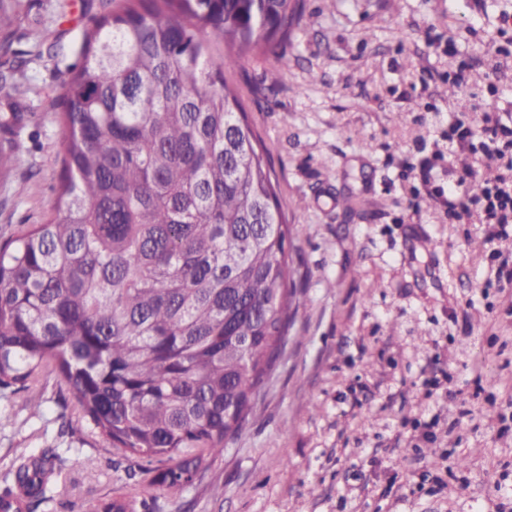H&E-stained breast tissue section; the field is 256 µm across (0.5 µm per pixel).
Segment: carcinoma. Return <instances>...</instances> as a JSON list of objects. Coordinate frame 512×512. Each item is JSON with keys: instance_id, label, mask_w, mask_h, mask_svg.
<instances>
[{"instance_id": "carcinoma-1", "label": "carcinoma", "mask_w": 512, "mask_h": 512, "mask_svg": "<svg viewBox=\"0 0 512 512\" xmlns=\"http://www.w3.org/2000/svg\"><path fill=\"white\" fill-rule=\"evenodd\" d=\"M0 0V131L23 121ZM305 0H122L63 82L62 183L45 224L0 243V398L58 375L82 419L171 495L252 413L293 320L291 228L231 75L278 58ZM224 47L214 60L211 45ZM22 145L0 143V172ZM54 448L11 461L0 504L48 505Z\"/></svg>"}]
</instances>
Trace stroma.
I'll return each instance as SVG.
<instances>
[{
  "label": "stroma",
  "mask_w": 512,
  "mask_h": 512,
  "mask_svg": "<svg viewBox=\"0 0 512 512\" xmlns=\"http://www.w3.org/2000/svg\"><path fill=\"white\" fill-rule=\"evenodd\" d=\"M29 2L41 52L16 75L29 89L24 159L0 178V241L50 213L63 82L110 8ZM305 4L282 56L243 60L234 76L294 219L297 310L244 429L163 512H512V284L491 258L512 261V224L490 243L487 225L449 223L446 205L463 168L501 172L448 130L485 106L512 127V55L491 50L512 0ZM1 408L0 473L54 448L66 460L55 512L115 496L144 512L149 475L128 477L59 378Z\"/></svg>",
  "instance_id": "obj_1"
}]
</instances>
